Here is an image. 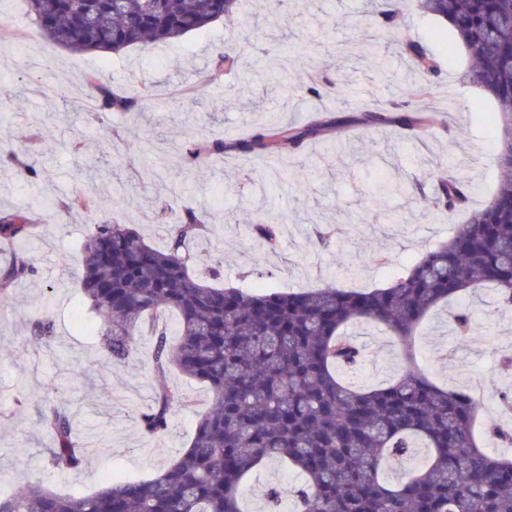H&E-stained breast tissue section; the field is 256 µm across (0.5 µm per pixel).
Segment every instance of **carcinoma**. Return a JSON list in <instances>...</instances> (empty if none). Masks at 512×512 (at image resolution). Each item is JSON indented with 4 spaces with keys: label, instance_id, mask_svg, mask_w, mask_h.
I'll use <instances>...</instances> for the list:
<instances>
[{
    "label": "carcinoma",
    "instance_id": "obj_1",
    "mask_svg": "<svg viewBox=\"0 0 512 512\" xmlns=\"http://www.w3.org/2000/svg\"><path fill=\"white\" fill-rule=\"evenodd\" d=\"M26 0L28 15L47 40L74 53L114 55L148 42L177 43L191 32L232 16L235 0ZM421 11L454 29L471 65L465 80L491 95L502 139L493 157L500 175L495 193L464 220L468 181L460 172L441 176L432 207L456 225L455 232L396 274L371 289L328 284L313 290L256 293L248 287L216 286L199 276L189 243L210 232L194 211L163 202L167 245L150 246L124 224H96L81 244L83 301L100 318L112 360L128 358L142 321L167 311L178 315L177 339L167 326L155 331V369L174 367L204 383L211 393L183 453L149 479L108 482L92 494L61 495L41 483L0 497V512H243L239 488L256 468L279 459L297 470L304 483L294 491L296 512H512V457H492L481 436L512 444V431L480 429L484 399L467 388L448 390L420 367L412 337L438 305L489 287L499 310L512 309V0H415ZM370 15L386 39L400 42L396 17L403 0H369ZM411 59L424 78L438 74L432 52L410 44ZM217 64L252 75L280 72L277 59L247 67L228 52ZM101 112H138L149 98L110 91L98 77L86 79ZM360 124L391 127L423 140L433 119L393 104L391 112L358 116L317 113L302 126L288 123L258 128L226 141L210 138L186 144L180 159L197 166L218 155H279L309 140L331 137ZM0 162L19 169L27 182L39 170L0 153ZM92 194L78 191L67 209L90 212ZM279 216L264 214L254 224L268 246L276 241ZM37 225L29 214L0 216V236L30 237ZM35 275L23 255L0 266V304L15 283ZM369 323L391 332L403 352L397 377L372 387L344 380L364 348L348 327ZM467 309L452 317L461 338L473 331ZM181 398L162 386L140 414L144 434L170 430ZM39 424L54 439L47 463L58 471L78 468L84 451L74 436V415L57 404L38 411ZM418 440L431 449L424 464L395 482L383 476L391 463L414 452Z\"/></svg>",
    "mask_w": 512,
    "mask_h": 512
}]
</instances>
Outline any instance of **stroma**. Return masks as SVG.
Instances as JSON below:
<instances>
[{
    "instance_id": "35a3bbf8",
    "label": "stroma",
    "mask_w": 512,
    "mask_h": 512,
    "mask_svg": "<svg viewBox=\"0 0 512 512\" xmlns=\"http://www.w3.org/2000/svg\"><path fill=\"white\" fill-rule=\"evenodd\" d=\"M369 26L367 0H239L232 19L217 20L179 43L133 46L115 56L59 47L37 33L24 0H0V101L17 93L24 98L21 108L0 109V148L35 161L40 171L32 185L14 166L0 164V213L29 208L35 195L45 201L32 215L42 237L0 239V265L22 252L37 269L0 307L1 497L28 483L90 494L110 479L151 478L186 448L210 403L203 383L173 369L155 371L150 324L142 325L134 352L122 362L112 361L98 335L86 332L94 318L82 303L74 257L94 224H129L160 246L165 234L158 203L170 201L197 211L211 226L191 246L195 267L220 266L227 286L262 284L291 292L332 282L385 285L452 235L453 225L420 194L377 199L380 182L408 181L451 160L473 185L469 208L490 200L501 130L493 100L463 80V47L444 22L413 6L403 11L402 41L427 46L439 60L429 94L419 97L400 47L382 37L371 48L362 43L360 33ZM227 48L248 62L283 59L287 87L212 69L213 58ZM311 68L327 83L318 96L298 90ZM97 72L129 95L150 87L149 106L130 114L65 111L47 94L49 87L65 85L88 99L85 78ZM204 78L206 97H194L192 88ZM401 100L429 108L432 137L420 142L351 125L338 139L306 142L277 163L226 155L200 168L179 164L183 145L198 138L234 140L262 126L303 124L314 112L354 115ZM134 123L152 129L153 145L129 150L127 131ZM79 189L96 197L95 211L67 209ZM257 210L287 218L275 252L266 251L247 220ZM321 228L332 232L325 249L315 244ZM378 253L384 261H375ZM468 304L476 327L466 341L453 335L442 306L422 322L414 345L439 385L459 387L479 378L482 414L490 418L499 412V394L512 393V370L502 364L503 351H512V312L495 311L486 289ZM46 316L53 331L43 339L32 328ZM349 333L366 352L349 381L377 385L402 369L401 350L382 327L365 324ZM162 384L179 392L182 402L170 432L148 437L137 417ZM46 401L68 405L75 417L77 439L89 447L79 469L59 473L47 465L53 440L36 416L37 405ZM300 482L280 462L263 464L240 487L243 512H265L264 492L274 483L282 491L278 512H293L292 491Z\"/></svg>"
}]
</instances>
